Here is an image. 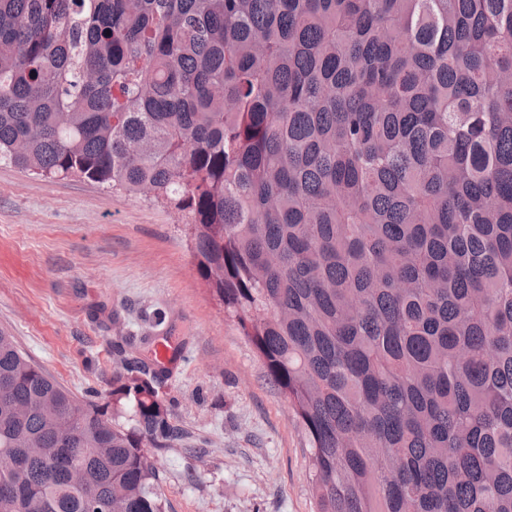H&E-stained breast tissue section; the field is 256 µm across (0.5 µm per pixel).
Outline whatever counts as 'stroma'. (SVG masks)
<instances>
[{
  "instance_id": "obj_1",
  "label": "stroma",
  "mask_w": 512,
  "mask_h": 512,
  "mask_svg": "<svg viewBox=\"0 0 512 512\" xmlns=\"http://www.w3.org/2000/svg\"><path fill=\"white\" fill-rule=\"evenodd\" d=\"M0 329L80 397L104 395L117 337L171 340L188 436L158 457L165 512H316L305 433L171 209L0 164Z\"/></svg>"
}]
</instances>
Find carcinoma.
I'll list each match as a JSON object with an SVG mask.
<instances>
[{
    "label": "carcinoma",
    "mask_w": 512,
    "mask_h": 512,
    "mask_svg": "<svg viewBox=\"0 0 512 512\" xmlns=\"http://www.w3.org/2000/svg\"><path fill=\"white\" fill-rule=\"evenodd\" d=\"M0 163L182 216L317 512H512V0H0ZM113 355L80 398L0 330V512H164Z\"/></svg>",
    "instance_id": "cac0c4a2"
}]
</instances>
